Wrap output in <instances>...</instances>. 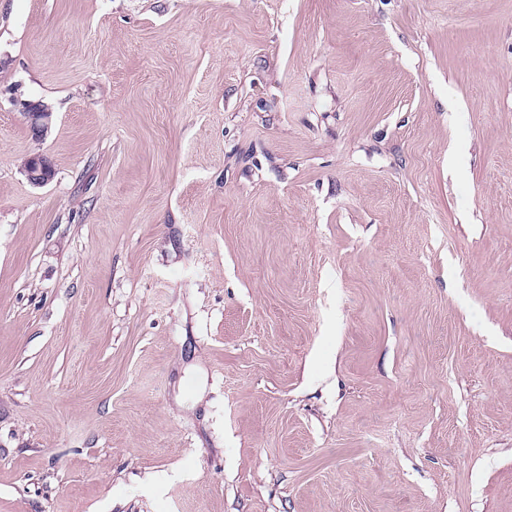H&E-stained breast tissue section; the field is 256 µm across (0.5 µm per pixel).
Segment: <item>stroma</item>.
<instances>
[{"instance_id":"stroma-1","label":"stroma","mask_w":512,"mask_h":512,"mask_svg":"<svg viewBox=\"0 0 512 512\" xmlns=\"http://www.w3.org/2000/svg\"><path fill=\"white\" fill-rule=\"evenodd\" d=\"M0 512H512V0H0ZM26 114L30 122V130L35 138L43 137L50 126L52 112L40 103H30L26 106ZM28 181L35 186L50 182L54 177V170L49 162L41 157L31 158L24 167Z\"/></svg>"}]
</instances>
